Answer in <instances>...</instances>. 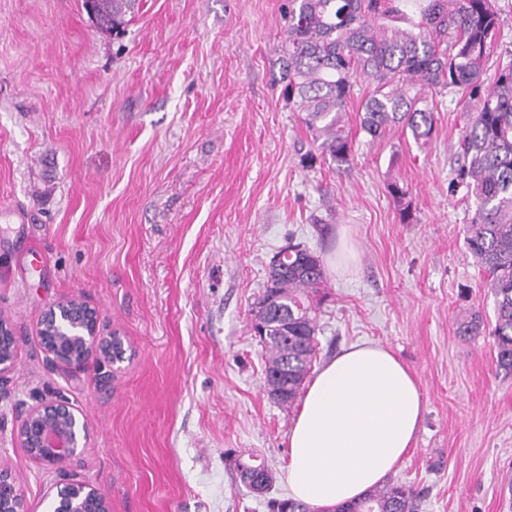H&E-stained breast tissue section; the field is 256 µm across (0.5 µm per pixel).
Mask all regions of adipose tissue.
<instances>
[{"mask_svg": "<svg viewBox=\"0 0 512 512\" xmlns=\"http://www.w3.org/2000/svg\"><path fill=\"white\" fill-rule=\"evenodd\" d=\"M419 384L386 346L364 342L326 360L288 436L290 499L317 512L364 497L416 444Z\"/></svg>", "mask_w": 512, "mask_h": 512, "instance_id": "adipose-tissue-1", "label": "adipose tissue"}]
</instances>
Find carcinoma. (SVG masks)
I'll use <instances>...</instances> for the list:
<instances>
[{
  "instance_id": "obj_1",
  "label": "carcinoma",
  "mask_w": 512,
  "mask_h": 512,
  "mask_svg": "<svg viewBox=\"0 0 512 512\" xmlns=\"http://www.w3.org/2000/svg\"><path fill=\"white\" fill-rule=\"evenodd\" d=\"M139 0H98L97 27L112 32L135 16ZM496 0H420L414 11L405 0H288L277 63L278 82L288 108L302 122L319 154L308 152L304 167L317 158L335 170H349L353 140L344 112L354 79L365 74L373 90L361 103L359 129L369 141L393 127L427 140L435 117L415 86L466 99L458 142L457 184L474 200L465 225L468 251L486 274L494 300L496 370L512 374V64L484 89L487 51L499 26ZM321 256L298 246L268 277L254 318L264 334L265 370L280 373L292 404L316 356L317 328L311 295L324 287ZM483 317L460 320L457 335L480 334ZM335 512H418V494L388 482Z\"/></svg>"
}]
</instances>
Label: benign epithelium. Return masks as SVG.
<instances>
[{
	"label": "benign epithelium",
	"mask_w": 512,
	"mask_h": 512,
	"mask_svg": "<svg viewBox=\"0 0 512 512\" xmlns=\"http://www.w3.org/2000/svg\"><path fill=\"white\" fill-rule=\"evenodd\" d=\"M42 348L52 363L80 369L88 361L114 366L123 350L120 332L100 329L98 312L75 295L49 305L38 324ZM17 336L9 320L0 317V379L15 366ZM19 446L39 461L57 468L88 446L85 421L67 401L43 400L30 408L15 428ZM0 512H27L22 491L9 468L0 464ZM48 512H111L110 498L100 489L65 479L56 484Z\"/></svg>",
	"instance_id": "1"
}]
</instances>
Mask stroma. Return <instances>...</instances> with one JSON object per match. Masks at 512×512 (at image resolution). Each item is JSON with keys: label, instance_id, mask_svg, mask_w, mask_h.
Returning a JSON list of instances; mask_svg holds the SVG:
<instances>
[{"label": "stroma", "instance_id": "1", "mask_svg": "<svg viewBox=\"0 0 512 512\" xmlns=\"http://www.w3.org/2000/svg\"><path fill=\"white\" fill-rule=\"evenodd\" d=\"M282 4L142 0L112 34L81 0H0V312L18 337L0 380V464L28 512H47L64 475L102 489L112 512H269L287 498L299 407L267 393L253 309L288 241L325 257L344 233L358 261L319 293L318 361L378 342L414 373L423 421L392 478L420 512H512V375L497 372L491 336L456 333L470 311L494 318L454 184L463 104L430 95V139L371 142L358 113L373 86L357 77L350 173L303 167L311 135L274 78ZM497 4L489 84L512 61V0ZM73 295L121 332L118 368L48 361L41 313ZM55 397L88 428L62 470L14 436ZM251 455L272 470L266 495L236 477Z\"/></svg>", "mask_w": 512, "mask_h": 512}]
</instances>
